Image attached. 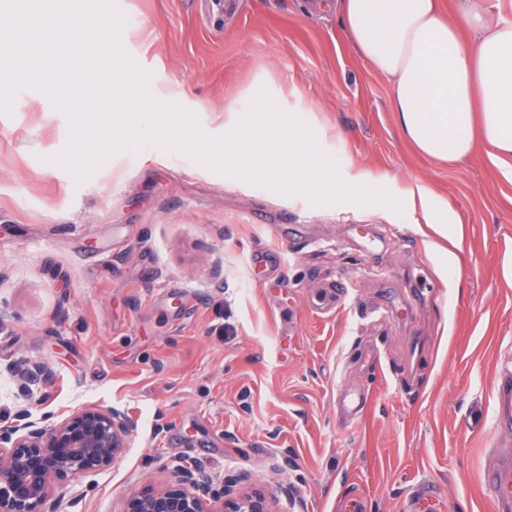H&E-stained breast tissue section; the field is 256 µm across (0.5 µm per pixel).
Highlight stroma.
<instances>
[{
    "label": "stroma",
    "mask_w": 512,
    "mask_h": 512,
    "mask_svg": "<svg viewBox=\"0 0 512 512\" xmlns=\"http://www.w3.org/2000/svg\"><path fill=\"white\" fill-rule=\"evenodd\" d=\"M114 2L152 97L206 136L254 88L282 112L296 89L324 147L343 139L357 167L428 186L455 222L290 201L152 143L79 182L53 161L68 115L21 88L0 112V421L21 359L50 370L34 416L136 421L111 470L61 485L75 512H121L187 462L272 512H494L483 476L512 446L496 399L512 372V169L484 145L421 155L325 0Z\"/></svg>",
    "instance_id": "obj_1"
}]
</instances>
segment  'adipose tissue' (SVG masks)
Returning <instances> with one entry per match:
<instances>
[{"label":"adipose tissue","mask_w":512,"mask_h":512,"mask_svg":"<svg viewBox=\"0 0 512 512\" xmlns=\"http://www.w3.org/2000/svg\"><path fill=\"white\" fill-rule=\"evenodd\" d=\"M341 27L357 54L391 83V109L424 156L456 162L487 143L499 162L512 158V22L494 18L489 0H456L443 15L437 0H336ZM224 131V163L244 181L270 179L300 193L372 191L377 179L345 158L329 162L299 114L275 116L261 91ZM387 218H424L447 226L448 206L424 185L378 193Z\"/></svg>","instance_id":"1"}]
</instances>
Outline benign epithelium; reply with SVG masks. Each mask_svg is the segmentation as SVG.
I'll list each match as a JSON object with an SVG mask.
<instances>
[{"instance_id": "7a95c632", "label": "benign epithelium", "mask_w": 512, "mask_h": 512, "mask_svg": "<svg viewBox=\"0 0 512 512\" xmlns=\"http://www.w3.org/2000/svg\"><path fill=\"white\" fill-rule=\"evenodd\" d=\"M24 399L13 419L0 426V512H68L76 505L56 492L69 479L112 468L124 454L136 424L113 407L85 406L62 418L33 417V398L49 382L47 368L20 361L11 368ZM214 480L203 467L182 464L176 480L159 491L130 494L123 512H217ZM223 512H268L259 493L223 503Z\"/></svg>"}]
</instances>
